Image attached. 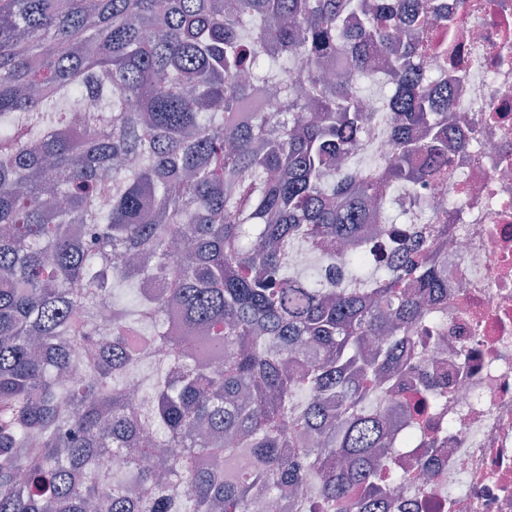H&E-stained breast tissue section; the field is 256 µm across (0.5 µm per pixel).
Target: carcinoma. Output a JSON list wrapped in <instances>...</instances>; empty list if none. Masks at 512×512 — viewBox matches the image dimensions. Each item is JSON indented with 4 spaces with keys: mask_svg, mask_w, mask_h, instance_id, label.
<instances>
[{
    "mask_svg": "<svg viewBox=\"0 0 512 512\" xmlns=\"http://www.w3.org/2000/svg\"><path fill=\"white\" fill-rule=\"evenodd\" d=\"M432 19L435 0H0V512H256L285 490L295 512H387L407 461L378 402L444 398L418 338L448 222L380 225L382 272L360 224L398 186L441 195L466 147L452 73L419 61ZM376 68L393 87L366 112ZM255 77L276 111H245ZM384 113L374 173L354 150ZM124 284L104 341L97 299ZM106 454L130 481L105 493Z\"/></svg>",
    "mask_w": 512,
    "mask_h": 512,
    "instance_id": "carcinoma-1",
    "label": "carcinoma"
}]
</instances>
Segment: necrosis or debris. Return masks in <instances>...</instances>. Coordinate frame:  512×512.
Segmentation results:
<instances>
[{"label":"necrosis or debris","mask_w":512,"mask_h":512,"mask_svg":"<svg viewBox=\"0 0 512 512\" xmlns=\"http://www.w3.org/2000/svg\"><path fill=\"white\" fill-rule=\"evenodd\" d=\"M451 27L430 26L437 45L457 37L467 63L453 111L472 116L469 145L453 153L448 182V296L437 306L448 346L426 351L447 386L431 488H395L390 512H512V0H442Z\"/></svg>","instance_id":"4bbe7bcc"}]
</instances>
